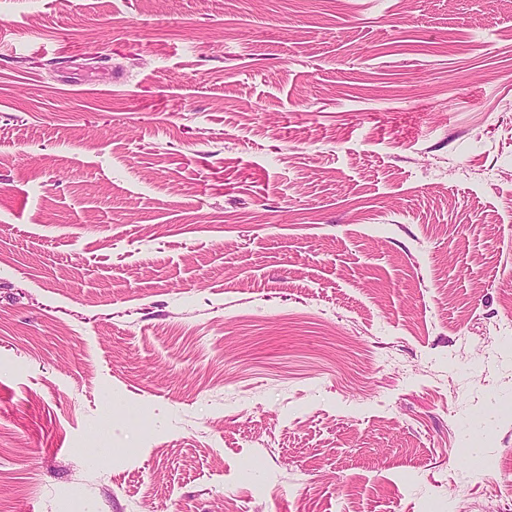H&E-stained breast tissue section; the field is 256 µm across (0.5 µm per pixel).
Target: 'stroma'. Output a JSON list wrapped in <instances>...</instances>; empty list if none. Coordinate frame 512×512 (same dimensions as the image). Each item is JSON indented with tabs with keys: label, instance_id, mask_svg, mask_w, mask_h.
<instances>
[{
	"label": "stroma",
	"instance_id": "35a3bbf8",
	"mask_svg": "<svg viewBox=\"0 0 512 512\" xmlns=\"http://www.w3.org/2000/svg\"><path fill=\"white\" fill-rule=\"evenodd\" d=\"M512 0H0V512H512Z\"/></svg>",
	"mask_w": 512,
	"mask_h": 512
}]
</instances>
